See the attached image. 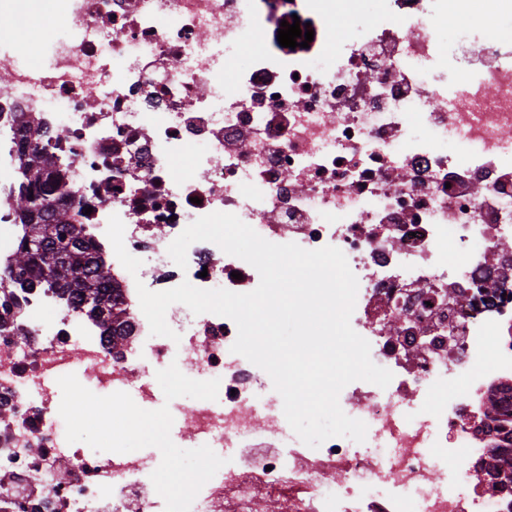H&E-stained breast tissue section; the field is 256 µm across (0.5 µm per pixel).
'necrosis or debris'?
<instances>
[{
  "label": "necrosis or debris",
  "instance_id": "obj_1",
  "mask_svg": "<svg viewBox=\"0 0 512 512\" xmlns=\"http://www.w3.org/2000/svg\"><path fill=\"white\" fill-rule=\"evenodd\" d=\"M466 23L449 28L448 4ZM24 0H0V271L20 237L10 189L20 164L15 120L41 125L67 170L76 223L110 263L132 325L110 342L77 305L40 288L1 290L0 512H164L151 481L157 448H63L62 392L53 376L79 365L105 396L136 388L158 404L157 371L219 379L214 400L169 404L186 416L181 446H209L226 463L190 512H512V0H353L372 14L356 39L335 37L344 0H56L39 67L18 61ZM299 18L305 48L271 44ZM242 54V53H241ZM487 58L474 71V56ZM466 85L456 109L449 85ZM192 162L191 175L178 168ZM232 213L276 244L339 248L358 280L350 323L390 370L387 388L354 381L339 395L367 425L364 442L305 445L269 375L232 353L235 323L171 305L175 338L151 335L137 284L182 282L253 291L255 268L210 242L168 260L197 218ZM118 215L129 273L106 236ZM456 260H449V252ZM498 339L492 364L483 339ZM470 389H451L459 377ZM450 396L425 418L433 393ZM466 472L448 465L457 449Z\"/></svg>",
  "mask_w": 512,
  "mask_h": 512
}]
</instances>
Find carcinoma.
Returning a JSON list of instances; mask_svg holds the SVG:
<instances>
[{
	"label": "carcinoma",
	"mask_w": 512,
	"mask_h": 512,
	"mask_svg": "<svg viewBox=\"0 0 512 512\" xmlns=\"http://www.w3.org/2000/svg\"><path fill=\"white\" fill-rule=\"evenodd\" d=\"M68 185L66 176L48 163L47 153L36 150L27 157L13 196L23 236L5 279L14 287L38 286L76 300L114 341L126 335L119 322V295L110 287V265L69 215ZM38 204L43 216L34 224L31 211Z\"/></svg>",
	"instance_id": "cac0c4a2"
}]
</instances>
